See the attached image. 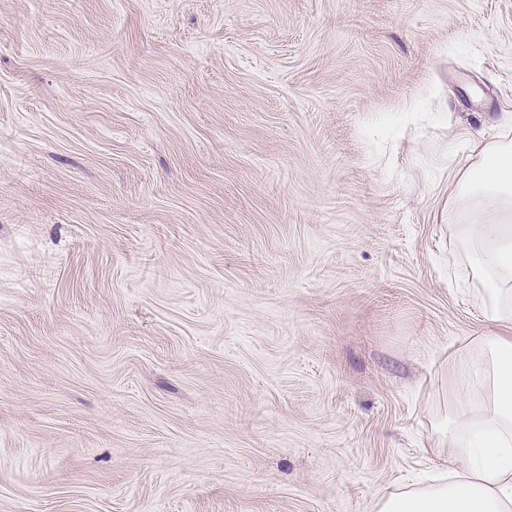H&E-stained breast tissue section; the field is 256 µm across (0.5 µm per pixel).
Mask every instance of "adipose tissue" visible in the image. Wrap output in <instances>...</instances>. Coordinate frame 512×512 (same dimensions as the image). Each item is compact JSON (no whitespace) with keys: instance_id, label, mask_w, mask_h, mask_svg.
I'll return each mask as SVG.
<instances>
[{"instance_id":"ef3b65f1","label":"adipose tissue","mask_w":512,"mask_h":512,"mask_svg":"<svg viewBox=\"0 0 512 512\" xmlns=\"http://www.w3.org/2000/svg\"><path fill=\"white\" fill-rule=\"evenodd\" d=\"M469 145L451 170L448 262L461 268L490 328L448 362L434 431L449 468L380 495L374 512H512V132Z\"/></svg>"}]
</instances>
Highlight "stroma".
<instances>
[{
    "label": "stroma",
    "mask_w": 512,
    "mask_h": 512,
    "mask_svg": "<svg viewBox=\"0 0 512 512\" xmlns=\"http://www.w3.org/2000/svg\"><path fill=\"white\" fill-rule=\"evenodd\" d=\"M512 0H0V512H372L439 464L445 160Z\"/></svg>",
    "instance_id": "stroma-1"
}]
</instances>
